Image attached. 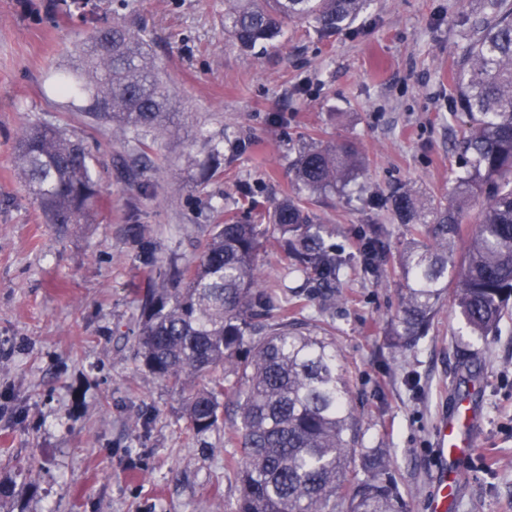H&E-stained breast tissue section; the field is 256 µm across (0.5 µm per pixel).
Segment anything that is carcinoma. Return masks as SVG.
<instances>
[{
  "instance_id": "carcinoma-1",
  "label": "carcinoma",
  "mask_w": 512,
  "mask_h": 512,
  "mask_svg": "<svg viewBox=\"0 0 512 512\" xmlns=\"http://www.w3.org/2000/svg\"><path fill=\"white\" fill-rule=\"evenodd\" d=\"M372 0H230L224 33L243 51L274 45L291 19H310L330 34ZM490 13L455 73V111L468 124L459 149L464 171L452 200L426 209L410 194L391 196L392 211L425 236L413 240L397 265L405 293L394 335L411 345L425 335L448 293V259L465 241L454 278V302L470 334L497 330L512 309V4L489 0ZM140 31L124 25L95 31L82 68L59 79L64 94L80 92L84 111L125 136L164 131L170 98L144 49ZM24 187L53 224H82L97 195L83 144L61 131L31 124L17 139ZM362 167L350 142L299 151L293 180L311 193L338 189ZM482 198L481 218L463 233L465 207ZM274 239L290 259L288 273L336 287L345 260L327 244L300 197L270 204L261 223L213 226L203 251L167 269L168 284L141 305L136 357L182 401L195 435L224 430L233 448L225 467L238 496L228 512H408L405 496L381 448L358 446L349 387L327 329L270 314L259 281V259ZM373 230L362 254L380 273ZM235 420L224 425V399Z\"/></svg>"
}]
</instances>
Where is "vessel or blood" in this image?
<instances>
[{"label": "vessel or blood", "mask_w": 512, "mask_h": 512, "mask_svg": "<svg viewBox=\"0 0 512 512\" xmlns=\"http://www.w3.org/2000/svg\"><path fill=\"white\" fill-rule=\"evenodd\" d=\"M473 417L469 409L455 406L448 417L443 418L436 434L435 451L441 459L445 470L435 481L432 499L435 512H447L448 509V475L446 470L461 455L472 448L471 426Z\"/></svg>", "instance_id": "obj_1"}]
</instances>
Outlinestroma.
I'll return each mask as SVG.
<instances>
[{
    "label": "stroma",
    "mask_w": 512,
    "mask_h": 512,
    "mask_svg": "<svg viewBox=\"0 0 512 512\" xmlns=\"http://www.w3.org/2000/svg\"><path fill=\"white\" fill-rule=\"evenodd\" d=\"M486 0H373L321 35L292 23L276 47L241 51L224 0H0V512H224L237 487L223 432L193 435L182 403L134 355L139 298L164 262L196 257L213 225L304 195L350 262L335 290L288 275L280 243L263 285L296 294L340 354L359 442L384 449L410 503L431 512L436 430L469 400L474 449L457 460L454 512H512V315L471 336L452 297L427 336L392 334L405 292L395 260L413 238L389 198L447 202L462 160L454 75ZM142 31L176 111L165 134L130 142L95 124L59 78L96 29ZM33 122L82 140L98 201L87 224L50 223L15 162ZM357 143L364 167L343 194L301 193L302 148ZM388 231L380 276L359 263L372 225ZM335 304H327L328 293Z\"/></svg>",
    "instance_id": "35a3bbf8"
}]
</instances>
